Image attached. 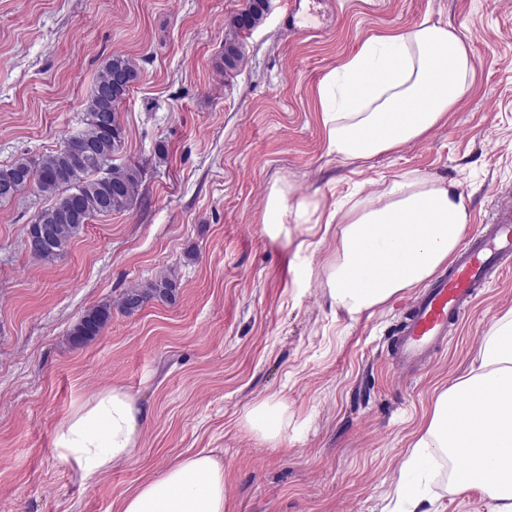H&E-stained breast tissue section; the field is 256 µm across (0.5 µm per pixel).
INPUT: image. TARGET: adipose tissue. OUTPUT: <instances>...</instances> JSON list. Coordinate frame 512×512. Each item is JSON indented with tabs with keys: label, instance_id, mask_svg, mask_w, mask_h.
<instances>
[{
	"label": "adipose tissue",
	"instance_id": "ef3b65f1",
	"mask_svg": "<svg viewBox=\"0 0 512 512\" xmlns=\"http://www.w3.org/2000/svg\"><path fill=\"white\" fill-rule=\"evenodd\" d=\"M474 60L467 37L449 23L421 24L367 40L319 86L329 153L346 160L368 159L420 138L437 126L470 87ZM418 111H407L411 102ZM290 188H272L264 215L268 224L286 218L310 223L319 203L289 204ZM470 196L457 182L407 177L380 196L351 204L346 214L329 211L327 223L342 220L341 254L329 279L338 307L357 314L382 304L429 278L458 246L469 220ZM383 229L381 246L390 269L369 286L352 275L367 236ZM479 365L441 390L427 426L414 442L399 478L408 512H418L437 467L469 449L470 465L459 471V489L480 488L494 512H512V401L494 414L466 420L463 401L485 387L512 386V310L483 337ZM142 408L127 390L115 387L81 403L55 432L58 457L81 479L109 471L137 447ZM250 429L276 442L288 428L287 407L270 398L247 415ZM120 512H224V469L205 452L189 455L125 497Z\"/></svg>",
	"mask_w": 512,
	"mask_h": 512
}]
</instances>
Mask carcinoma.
Instances as JSON below:
<instances>
[{
	"label": "carcinoma",
	"instance_id": "carcinoma-1",
	"mask_svg": "<svg viewBox=\"0 0 512 512\" xmlns=\"http://www.w3.org/2000/svg\"><path fill=\"white\" fill-rule=\"evenodd\" d=\"M266 10V0H249L248 7L227 22L224 70L238 68L242 59L239 35L259 24ZM138 78V67L131 59L112 56L95 79L87 105L86 130L66 138L49 154L21 157L0 166V202L11 200L29 187L53 199L35 215L33 223L54 226V237L42 242L36 240L35 230H26L25 246L34 258L44 262L58 259L93 217L120 212L132 204L142 170L138 166H115L112 157L124 138L118 106ZM176 288V281L164 276L128 289L118 307L130 315L152 300H173ZM111 320L112 306L107 303L88 309L70 332L72 343L89 342Z\"/></svg>",
	"mask_w": 512,
	"mask_h": 512
}]
</instances>
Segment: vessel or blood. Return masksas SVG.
Returning a JSON list of instances; mask_svg holds the SVG:
<instances>
[{"instance_id":"1","label":"vessel or blood","mask_w":512,"mask_h":512,"mask_svg":"<svg viewBox=\"0 0 512 512\" xmlns=\"http://www.w3.org/2000/svg\"><path fill=\"white\" fill-rule=\"evenodd\" d=\"M380 267L379 252L365 247L358 281L373 279ZM511 267L512 198L505 197L496 199L490 219L468 238L447 272L411 298L409 313L392 339L394 367L410 376L431 364L474 301Z\"/></svg>"}]
</instances>
